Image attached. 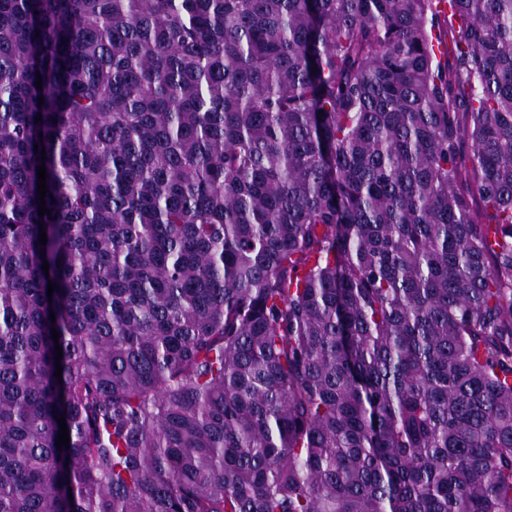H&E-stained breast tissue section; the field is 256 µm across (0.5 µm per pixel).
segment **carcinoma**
Here are the masks:
<instances>
[{"label":"carcinoma","instance_id":"1","mask_svg":"<svg viewBox=\"0 0 512 512\" xmlns=\"http://www.w3.org/2000/svg\"><path fill=\"white\" fill-rule=\"evenodd\" d=\"M0 512H512V0H0Z\"/></svg>","mask_w":512,"mask_h":512}]
</instances>
